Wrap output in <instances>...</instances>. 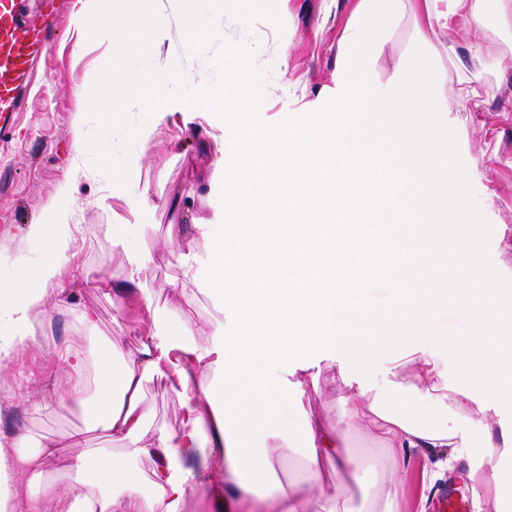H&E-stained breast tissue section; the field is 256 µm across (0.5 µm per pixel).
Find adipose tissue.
Segmentation results:
<instances>
[{
  "instance_id": "adipose-tissue-1",
  "label": "adipose tissue",
  "mask_w": 512,
  "mask_h": 512,
  "mask_svg": "<svg viewBox=\"0 0 512 512\" xmlns=\"http://www.w3.org/2000/svg\"><path fill=\"white\" fill-rule=\"evenodd\" d=\"M460 26L474 40H447ZM405 32L413 49L394 50ZM489 32L503 54L485 57ZM463 53L512 71V0H351L324 90L335 111L254 125L245 120L257 107L250 56L226 49L216 95L238 116L242 147L224 152V233L198 225L174 251L180 290L168 328L151 329L133 349L107 340L93 362L80 337L70 340L63 357L72 375L57 402L83 411L84 426L46 446L27 435L0 445V512L12 502L42 512L44 495L62 498V512H181L201 484L223 512L249 498L262 512H398L396 460L412 451L470 454L474 438L460 418L480 425L485 455L511 451L512 423L493 424L491 412L512 408V323L495 336L451 341L419 330L439 307L479 317L487 296L512 300V290L470 263L480 226L447 163L448 113L472 106L467 70L448 79V60ZM383 58L389 65L372 82ZM28 234L47 256L24 297L0 289L1 361L36 341L34 321L71 250V214ZM141 269L131 260L108 287L118 305L152 320L153 301L137 290ZM372 278L394 284L395 294L372 305L348 300ZM201 286L224 308L204 350L192 341L190 315ZM328 352L353 391L335 420L308 400ZM154 376L183 416L178 429L151 435L142 389ZM91 432L117 448L89 457ZM62 448L72 455L61 476ZM372 448L388 459L381 470ZM142 458L153 463L144 480L130 467ZM345 479L358 497L341 496Z\"/></svg>"
}]
</instances>
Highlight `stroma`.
I'll list each match as a JSON object with an SVG mask.
<instances>
[{
    "label": "stroma",
    "instance_id": "stroma-1",
    "mask_svg": "<svg viewBox=\"0 0 512 512\" xmlns=\"http://www.w3.org/2000/svg\"><path fill=\"white\" fill-rule=\"evenodd\" d=\"M58 2L56 37L43 58L42 81L16 120L13 140L0 144V283L20 281L27 268L42 259L44 249L29 239V225L52 223L57 211H70L74 243L62 281L49 293L46 312L35 322L38 345L0 364V388L8 392L0 400L3 441L30 433L50 443L82 426L83 413L57 407L53 395L69 379L61 353L68 339L81 331L84 309L97 314L96 335L83 342L89 357L98 355L99 337L116 335L124 348L133 349L147 336V329L134 326L133 315L113 306L110 290L99 287V280L120 277L130 257L141 259L140 286L154 300L159 326H166V307L178 286L168 225H178L179 238L186 239L196 236L197 225L224 219V125L203 109L168 104L175 120L157 125L148 142L135 143L144 163L134 178L147 190V203L139 209L112 196L104 172L93 163H86L84 174L72 175V147L94 128L88 94L105 57L94 44L81 43L73 0ZM346 14V0L334 8L324 0H291L282 15L283 30L265 20L255 22L258 60L271 68L262 115H276L285 124L314 109H332V102L319 92L336 70V28ZM462 64L480 73V109L449 113L448 161L459 169L473 217L482 227L472 262L493 272L499 287L512 289V76L480 71L467 57ZM116 224L122 227L117 244L112 241ZM192 317L198 328L196 344L210 347L215 329L224 321L218 300L197 291ZM510 322L512 306L490 297L482 320L463 308H441L426 317L420 329L452 338L478 331L494 336ZM117 324L122 332H114ZM143 404L152 416L151 429L179 427L178 398L161 378L145 382ZM434 461V456L416 453L399 472L401 512H434L449 479L469 473L471 467H481L489 476L499 469L512 471V457L489 458L478 452L450 459L437 471L431 489L422 490V473L433 470Z\"/></svg>",
    "mask_w": 512,
    "mask_h": 512
}]
</instances>
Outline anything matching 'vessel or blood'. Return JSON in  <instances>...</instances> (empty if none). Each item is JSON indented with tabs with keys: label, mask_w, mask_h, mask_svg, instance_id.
I'll return each mask as SVG.
<instances>
[{
	"label": "vessel or blood",
	"mask_w": 512,
	"mask_h": 512,
	"mask_svg": "<svg viewBox=\"0 0 512 512\" xmlns=\"http://www.w3.org/2000/svg\"><path fill=\"white\" fill-rule=\"evenodd\" d=\"M55 0H37L35 12L21 0H0V138L11 131V117L24 108L36 79L39 56L55 29Z\"/></svg>",
	"instance_id": "obj_1"
}]
</instances>
